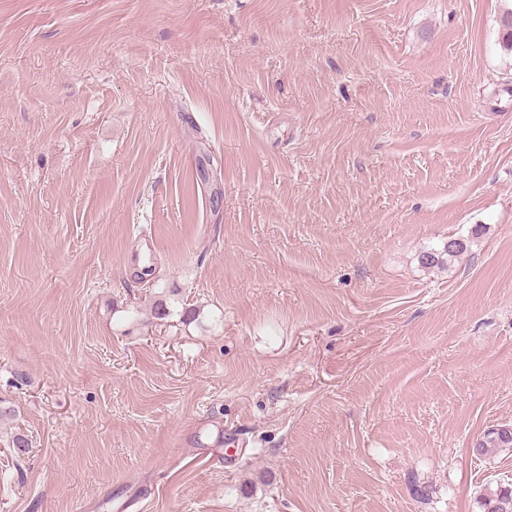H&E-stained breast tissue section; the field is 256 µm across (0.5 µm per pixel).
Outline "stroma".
I'll return each mask as SVG.
<instances>
[{
    "label": "stroma",
    "mask_w": 512,
    "mask_h": 512,
    "mask_svg": "<svg viewBox=\"0 0 512 512\" xmlns=\"http://www.w3.org/2000/svg\"><path fill=\"white\" fill-rule=\"evenodd\" d=\"M510 9L0 0V512H480Z\"/></svg>",
    "instance_id": "stroma-1"
}]
</instances>
